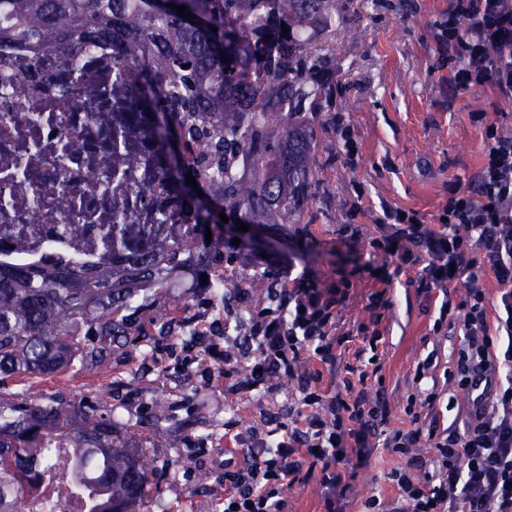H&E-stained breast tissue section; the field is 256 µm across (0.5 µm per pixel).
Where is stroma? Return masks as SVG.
Segmentation results:
<instances>
[{
	"label": "stroma",
	"mask_w": 512,
	"mask_h": 512,
	"mask_svg": "<svg viewBox=\"0 0 512 512\" xmlns=\"http://www.w3.org/2000/svg\"><path fill=\"white\" fill-rule=\"evenodd\" d=\"M339 10L360 15L355 36L337 28L335 48L340 87L324 115L342 116L353 126L359 143L356 163H349L333 127H317L315 197L300 223L273 224L265 229L274 242L271 254L292 259L296 270L313 271L323 282L349 276L354 284L340 310L336 349L343 360L370 355L361 331L378 330L382 369L367 381L369 394H382L389 405L385 431L409 429V404H422L432 385L442 387L435 407L439 427L462 425L468 408L456 383H445L453 370L461 338L434 335L435 298L395 276L391 304L382 311L369 307L376 281L369 269L383 258L369 247L378 236L384 209L419 212L434 223L448 198V184L468 183L483 159V143L474 113L490 111L493 95L481 88L452 93L447 70L435 66L431 25L448 0H336ZM360 213H351L354 199ZM358 224L362 243L346 241L344 224ZM173 295L188 298L191 315L202 323L223 318L224 305L209 288L193 287L191 279L174 283ZM435 356L430 379L413 388L417 363ZM170 350L168 340L154 336L127 345L109 372L64 371L41 379L13 378L6 390L60 396L98 414L121 418L152 477L137 512H217L210 496L217 477L195 467L198 456L230 447L224 424L235 421L243 433L269 430L268 419L287 414L298 397L294 380L273 381L268 393L235 391L221 375L203 376L198 366ZM401 457L374 448L369 464L351 481L346 512H362L371 495L393 498L390 472Z\"/></svg>",
	"instance_id": "1"
}]
</instances>
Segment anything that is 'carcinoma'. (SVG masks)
<instances>
[{
	"mask_svg": "<svg viewBox=\"0 0 512 512\" xmlns=\"http://www.w3.org/2000/svg\"><path fill=\"white\" fill-rule=\"evenodd\" d=\"M338 24L355 27L336 15V0H0V42L110 41L112 88L128 91L135 116L161 114L145 153L113 132L112 177L152 167L192 221L167 234L144 224L134 236L137 212L114 200L112 264L0 266V382L105 373L112 346L146 326L176 334L162 315L186 306L173 280L231 262L219 251L220 214L264 226L302 218L314 182L309 114L336 91V49L324 37ZM62 440L70 454L59 457ZM66 474L87 512H135L150 483L121 422L60 397L1 395L0 512L47 509Z\"/></svg>",
	"mask_w": 512,
	"mask_h": 512,
	"instance_id": "1",
	"label": "carcinoma"
}]
</instances>
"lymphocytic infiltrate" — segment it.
<instances>
[{
    "label": "lymphocytic infiltrate",
    "instance_id": "lymphocytic-infiltrate-1",
    "mask_svg": "<svg viewBox=\"0 0 512 512\" xmlns=\"http://www.w3.org/2000/svg\"><path fill=\"white\" fill-rule=\"evenodd\" d=\"M432 28L454 91L487 88L495 100L512 104V0H449ZM476 120L484 156L469 185L449 183L433 224L412 210H389L369 245L409 272L411 285L440 297L434 333L450 322L459 327L463 340L451 379L463 389L481 373L495 389L465 430L422 426L415 411L410 429L389 433L386 447L405 459L389 475L397 495L370 496L364 512H512V134L489 113H477ZM483 274L498 286L492 309L479 283ZM280 279L266 306L252 304L249 289L237 291L248 316L234 329L254 345L252 358L233 354L229 336L208 341L204 353L225 378L251 391L268 390L275 379H297V412L293 423L277 425L275 440L253 437L240 460H227L211 493L224 512H288V488L315 480L327 491L328 512H344L348 478L367 463L388 408L368 397V372L342 364L335 351L332 333L350 281L325 284L289 263ZM462 281L466 296L453 302L451 290ZM306 356L330 370L344 368L341 393L324 397L313 377H299ZM424 437L433 443L428 457L418 450Z\"/></svg>",
    "mask_w": 512,
    "mask_h": 512
}]
</instances>
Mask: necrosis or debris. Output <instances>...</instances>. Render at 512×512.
Listing matches in <instances>:
<instances>
[{
    "mask_svg": "<svg viewBox=\"0 0 512 512\" xmlns=\"http://www.w3.org/2000/svg\"><path fill=\"white\" fill-rule=\"evenodd\" d=\"M90 84L99 98L85 95ZM128 110L109 42L0 43V264L111 262L104 233L123 188L90 170L111 154L113 129L144 147Z\"/></svg>",
    "mask_w": 512,
    "mask_h": 512,
    "instance_id": "4bbe7bcc",
    "label": "necrosis or debris"
}]
</instances>
